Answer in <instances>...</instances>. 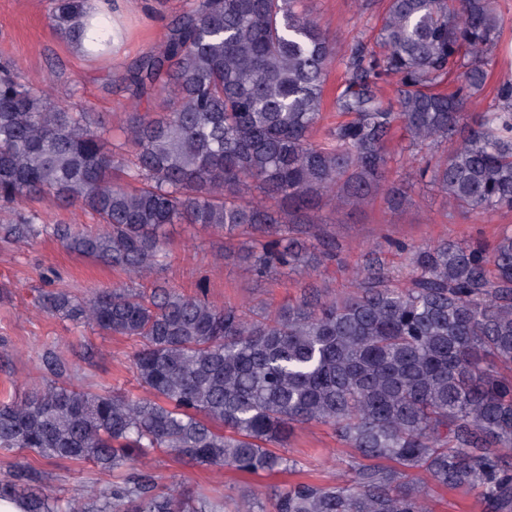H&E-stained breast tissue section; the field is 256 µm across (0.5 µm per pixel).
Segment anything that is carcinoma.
I'll return each mask as SVG.
<instances>
[{"instance_id":"carcinoma-1","label":"carcinoma","mask_w":512,"mask_h":512,"mask_svg":"<svg viewBox=\"0 0 512 512\" xmlns=\"http://www.w3.org/2000/svg\"><path fill=\"white\" fill-rule=\"evenodd\" d=\"M87 0H51L56 34L76 42ZM502 22L492 0H389L385 53L356 49L336 98L344 120L315 139L335 44L305 0H184L161 44L113 77L126 94L112 119L58 102L54 76L28 81L0 60V240L51 235L79 255L148 278L168 259L172 224L231 240L255 234L265 273L304 264L299 224H325L324 201L383 196L412 204L390 178L386 144L404 126L415 146L452 149L429 167L452 208L512 210V78L498 103L474 107L493 69ZM457 74L450 93L437 90ZM395 82L386 99L379 84ZM95 217L98 228L48 225L29 203ZM38 307L136 342L146 395L88 393L57 379L0 402V451L88 460L122 482L64 500L29 466L0 480L25 512H224V502L157 489L138 468L165 451L204 468L274 473L297 424H326L353 452L349 479L287 484L274 512H432V488L512 512V232L486 248L453 240L411 251L405 279L375 257L354 289L309 286L267 314L218 307L175 288L128 284ZM510 375H504V372Z\"/></svg>"}]
</instances>
